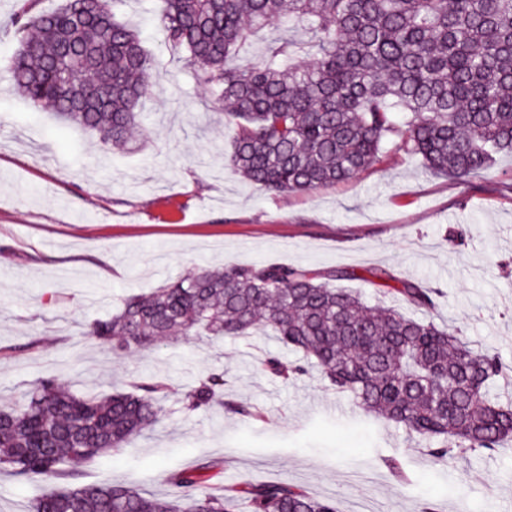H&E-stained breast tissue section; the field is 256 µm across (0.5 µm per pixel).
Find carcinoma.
I'll return each mask as SVG.
<instances>
[{"instance_id":"carcinoma-1","label":"carcinoma","mask_w":512,"mask_h":512,"mask_svg":"<svg viewBox=\"0 0 512 512\" xmlns=\"http://www.w3.org/2000/svg\"><path fill=\"white\" fill-rule=\"evenodd\" d=\"M19 47L4 65L14 89L65 125L97 134L103 150H124L139 127L149 87L168 76L137 31L118 19L120 0H64L54 10L18 0ZM165 45L183 54L197 83L227 105L229 164L271 192H312L353 179L380 162L392 137L436 173L469 181L512 153V0H155ZM278 24L259 59L258 32ZM302 27L309 40L287 32ZM406 113L404 125L392 117ZM383 289L422 311L432 291L386 270ZM280 263L200 268L124 299L85 335L123 355L175 336L221 340L257 330L301 354L268 358L261 370L285 381L315 368L365 412L425 439L438 462L512 442V403L490 384L506 377L490 349H475L432 320L330 284L359 279ZM169 385L77 395L39 380L16 404L0 405V468L17 477L68 479L35 499L31 512H336L286 480L203 488L208 471L170 477L177 493L157 498L127 484H76L85 466L117 452L159 422ZM184 409L224 400V374L210 372L183 393Z\"/></svg>"}]
</instances>
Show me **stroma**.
Instances as JSON below:
<instances>
[{
  "label": "stroma",
  "mask_w": 512,
  "mask_h": 512,
  "mask_svg": "<svg viewBox=\"0 0 512 512\" xmlns=\"http://www.w3.org/2000/svg\"><path fill=\"white\" fill-rule=\"evenodd\" d=\"M118 14L172 72L141 101L135 150L102 154L95 134L31 107L0 74V399L45 377L97 393L168 377L160 424L85 467L90 483L169 496L172 474L218 462L224 485L286 480L337 512H512L511 445L436 462L424 439L364 417L317 371L288 384L262 373L265 357H297L273 337L180 338L118 360L83 336L126 297L198 266L353 270L347 288L371 304L381 287L365 273L384 269L436 289L432 319L512 365L511 154L465 183L390 143L352 181L268 192L229 166L224 111L166 49L154 0H123ZM210 370L257 419L184 409ZM46 483L1 470L0 512H28Z\"/></svg>",
  "instance_id": "1"
}]
</instances>
